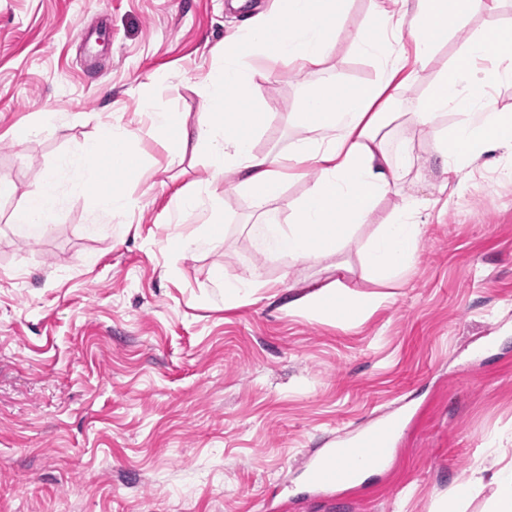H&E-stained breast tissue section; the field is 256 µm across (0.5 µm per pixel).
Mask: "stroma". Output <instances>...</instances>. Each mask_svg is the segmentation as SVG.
<instances>
[{"label":"stroma","mask_w":512,"mask_h":512,"mask_svg":"<svg viewBox=\"0 0 512 512\" xmlns=\"http://www.w3.org/2000/svg\"><path fill=\"white\" fill-rule=\"evenodd\" d=\"M269 4L0 0V177L12 185L0 194V512H440L489 438L512 433V181L497 155L463 180L388 301L353 327L278 299L225 306L212 274L376 291L360 248L395 197L337 255L291 263L265 256L249 199L221 184L223 238L177 250L203 224L175 198L212 169L205 150L155 140L141 86L194 122L199 75ZM371 13V0L343 11L324 69L344 83L382 78L353 41ZM479 24L454 29L433 68L400 89L401 110ZM253 66V95L274 115L255 141L262 154L285 143L286 115L319 72ZM115 121L145 157V173L122 182L134 210L100 221L92 197L72 193L48 231L18 223L40 177ZM25 125L35 134L13 137ZM402 132L422 173L404 191L430 194L441 179L432 132ZM401 411L412 421L387 469L333 502L309 496L308 454Z\"/></svg>","instance_id":"1"}]
</instances>
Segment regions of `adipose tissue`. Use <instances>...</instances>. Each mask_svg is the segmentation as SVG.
Listing matches in <instances>:
<instances>
[{"label": "adipose tissue", "mask_w": 512, "mask_h": 512, "mask_svg": "<svg viewBox=\"0 0 512 512\" xmlns=\"http://www.w3.org/2000/svg\"><path fill=\"white\" fill-rule=\"evenodd\" d=\"M345 2L273 0L269 11L225 39L223 54L199 78L203 102L195 124H187L180 113L156 110L149 89L141 90V108L150 114L156 137L183 147L205 145L211 159V183L196 186L177 200L181 208L208 210L203 234L177 239L180 251L191 252L223 237L221 210L213 203L218 181L233 184L249 198L258 217L251 230L263 251L295 262L340 252L366 223L377 202L393 195L397 203L386 223L360 250L363 268L382 286L409 271L438 205L437 198L403 194L402 187L412 180L416 165L414 141L393 138V124L433 129V156L443 173L439 196H453L485 154L512 153V113L496 110L489 98L491 88L512 83V52L497 40L505 30L500 0H375L372 26L377 38L358 34L354 41L381 61L382 81L353 88L327 76L310 84L298 109L286 117L296 137L286 148L256 153L255 140L269 128L273 115L251 96L250 57L261 54L301 71L319 67L333 50L336 23ZM473 15L481 18L479 29L458 49L452 65L436 73L418 108L395 111L397 90L416 79L418 70L430 67L450 31ZM406 40L414 51L416 69L412 72L404 66L401 44ZM449 111L458 114V121L436 127V119ZM134 140L126 125L115 122L73 153L79 160L101 153L104 145L112 147L116 185L99 189L101 177L96 174L82 186L103 214L124 215L133 207L120 180L143 170L144 159ZM313 170L317 178L311 179L287 219L276 218L270 206L284 187ZM59 206L54 176H42L18 220L47 226L54 223ZM214 283L228 305L250 301L261 292L271 299L281 295L278 284L264 280L256 271L237 278L218 271ZM387 299L382 290L357 295L328 285L289 297L286 307L292 314L355 326ZM489 481L495 486L490 512H512V464L495 468L488 480L474 474L461 478L455 496L462 503L475 499Z\"/></svg>", "instance_id": "1"}]
</instances>
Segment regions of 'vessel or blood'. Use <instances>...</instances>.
<instances>
[{
  "label": "vessel or blood",
  "instance_id": "1",
  "mask_svg": "<svg viewBox=\"0 0 512 512\" xmlns=\"http://www.w3.org/2000/svg\"><path fill=\"white\" fill-rule=\"evenodd\" d=\"M399 429V422L389 418L338 441L335 447L308 455L302 469L312 493L320 496L352 484L363 472L381 466Z\"/></svg>",
  "mask_w": 512,
  "mask_h": 512
}]
</instances>
